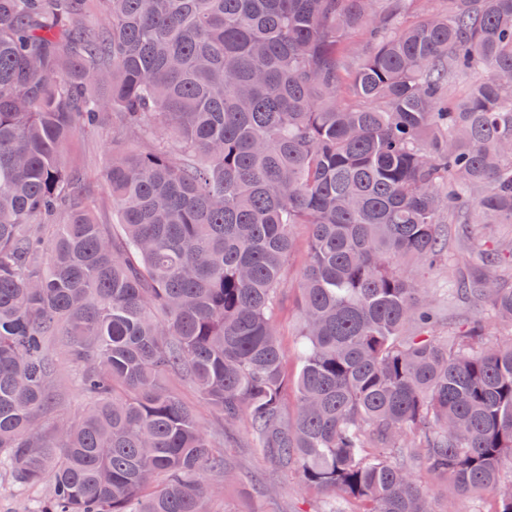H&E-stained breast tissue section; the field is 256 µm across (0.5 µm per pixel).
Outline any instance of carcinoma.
<instances>
[{"instance_id": "cac0c4a2", "label": "carcinoma", "mask_w": 512, "mask_h": 512, "mask_svg": "<svg viewBox=\"0 0 512 512\" xmlns=\"http://www.w3.org/2000/svg\"><path fill=\"white\" fill-rule=\"evenodd\" d=\"M414 2L106 0L92 27L85 0H0V466L49 481L37 512H207L240 424L360 512H457L422 467L512 512V263L487 243L458 262L449 296L485 309L444 336L423 282L443 211L512 224V0L408 24ZM87 125L112 128L119 236L68 153ZM304 260L303 247L295 257L289 262L283 279L281 290L280 305L277 319V336L281 347L285 351L288 359V374L292 376L296 371V352H297V328L299 314L297 309V300L299 297V274ZM172 387L185 403L196 410L203 423L210 424L212 422L210 410L201 402L196 389L192 385L181 381H173Z\"/></svg>"}]
</instances>
